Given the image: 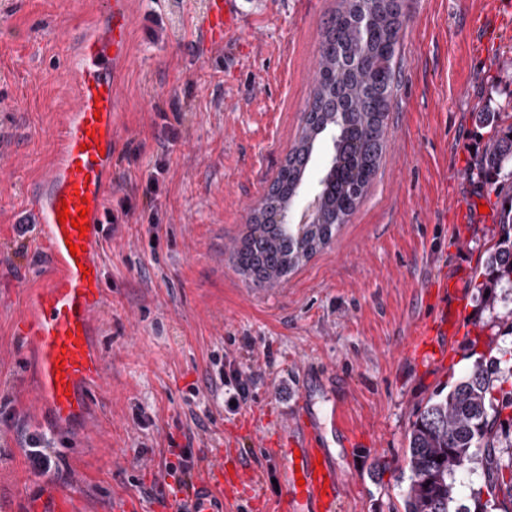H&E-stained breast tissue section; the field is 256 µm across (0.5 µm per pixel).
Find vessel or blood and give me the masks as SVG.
<instances>
[{"label":"vessel or blood","instance_id":"vessel-or-blood-1","mask_svg":"<svg viewBox=\"0 0 512 512\" xmlns=\"http://www.w3.org/2000/svg\"><path fill=\"white\" fill-rule=\"evenodd\" d=\"M131 0H104L96 30L81 39L73 80L76 102L59 132V158L28 196L39 226L36 243L52 273L35 291L33 307L17 330L39 357L40 398L53 419L78 413L77 386L100 381L103 364L92 350L90 321L106 301L100 246L104 236V196L111 185L114 154L113 113L118 100V69L129 59ZM265 9L263 0H207L202 32L206 43L222 46L227 34L252 28ZM67 204L70 218L88 209V231L65 229L57 211ZM78 253H71L70 245ZM432 313L414 330L406 353H430L434 363L448 355L440 342L455 335L465 303L448 283L428 295ZM299 396L278 435L264 451L278 468L282 512H340L346 487L330 445ZM187 494L190 512H230L241 499L254 496L261 472L223 442H214ZM28 512H71L66 491L34 495Z\"/></svg>","mask_w":512,"mask_h":512}]
</instances>
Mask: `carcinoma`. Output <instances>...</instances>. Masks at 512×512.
Masks as SVG:
<instances>
[{"label":"carcinoma","instance_id":"cac0c4a2","mask_svg":"<svg viewBox=\"0 0 512 512\" xmlns=\"http://www.w3.org/2000/svg\"><path fill=\"white\" fill-rule=\"evenodd\" d=\"M405 23L402 0H340L320 48L311 101L297 142L250 219V232L235 251L239 272L257 288L288 276L327 245L354 212L381 161L392 98L395 57ZM334 143L324 169L316 224L289 230L271 215L286 208L306 177L319 141ZM471 169L489 183L505 175L498 230L480 276L474 315L493 313L485 340L469 341V372L448 391L434 393L414 414L404 461L409 472L404 512H512V125L495 131ZM485 350L477 351L478 344ZM478 461L487 495L474 509L451 510L454 476Z\"/></svg>","mask_w":512,"mask_h":512}]
</instances>
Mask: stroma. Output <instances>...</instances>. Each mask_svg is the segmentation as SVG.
Returning a JSON list of instances; mask_svg holds the SVG:
<instances>
[{
  "instance_id": "obj_1",
  "label": "stroma",
  "mask_w": 512,
  "mask_h": 512,
  "mask_svg": "<svg viewBox=\"0 0 512 512\" xmlns=\"http://www.w3.org/2000/svg\"><path fill=\"white\" fill-rule=\"evenodd\" d=\"M100 2L0 0V106L17 114L15 151L0 159V512H24L50 485L72 491L78 512H169L170 441L231 436L257 456L302 392L317 421L336 398L371 437L336 452L344 512H403L413 415L466 375L464 345L480 333L470 310L500 204L469 167L494 132L477 113L512 124V0H404L376 176L331 242L266 288L233 254L298 137L338 0H268L260 29L213 48L206 0H131L104 199L117 226L101 245L107 301L91 318L104 376L81 415L56 425L38 399L37 354L15 330L27 293L14 275L26 271L29 288L50 275L26 194L51 166L73 105L68 63ZM158 165L150 195L137 182ZM481 203L487 234L454 223L456 205ZM445 278L469 313L432 366L404 349L428 285ZM247 338L269 361L233 410L220 373L248 367ZM32 435L53 450L50 474L29 468Z\"/></svg>"
}]
</instances>
